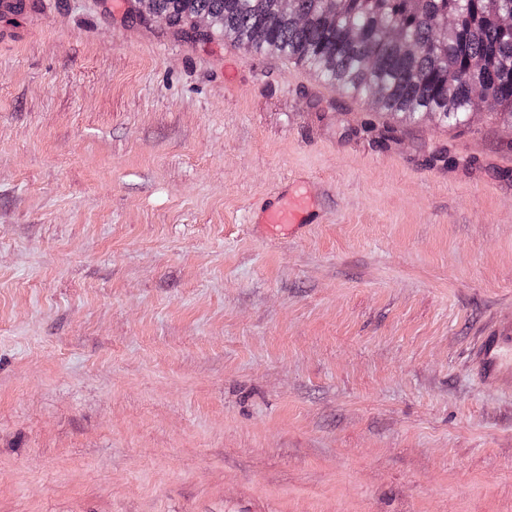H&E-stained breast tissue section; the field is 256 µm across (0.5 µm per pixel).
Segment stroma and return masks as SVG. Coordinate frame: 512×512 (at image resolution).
<instances>
[{
	"label": "stroma",
	"instance_id": "1",
	"mask_svg": "<svg viewBox=\"0 0 512 512\" xmlns=\"http://www.w3.org/2000/svg\"><path fill=\"white\" fill-rule=\"evenodd\" d=\"M0 13V512H512V125L394 119L129 0ZM302 186L299 229L258 221ZM473 375L512 394V321L497 322L479 337L469 357Z\"/></svg>",
	"mask_w": 512,
	"mask_h": 512
}]
</instances>
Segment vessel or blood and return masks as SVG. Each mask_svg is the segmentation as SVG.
I'll return each instance as SVG.
<instances>
[{"label": "vessel or blood", "instance_id": "vessel-or-blood-1", "mask_svg": "<svg viewBox=\"0 0 512 512\" xmlns=\"http://www.w3.org/2000/svg\"><path fill=\"white\" fill-rule=\"evenodd\" d=\"M308 203L302 194L282 195L267 208L262 221L269 227H292L302 223ZM473 375L494 382L500 390L512 394V321L493 324L479 337L469 357Z\"/></svg>", "mask_w": 512, "mask_h": 512}]
</instances>
